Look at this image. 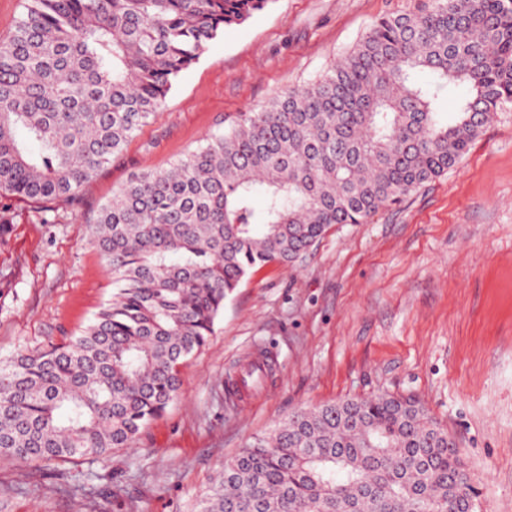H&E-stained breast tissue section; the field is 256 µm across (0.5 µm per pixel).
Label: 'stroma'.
<instances>
[{"instance_id": "stroma-1", "label": "stroma", "mask_w": 512, "mask_h": 512, "mask_svg": "<svg viewBox=\"0 0 512 512\" xmlns=\"http://www.w3.org/2000/svg\"><path fill=\"white\" fill-rule=\"evenodd\" d=\"M426 2L272 0L182 73L78 211L0 193V358L62 342L109 299L92 226L132 175L168 167L226 118L314 81L377 19ZM259 354L270 377L232 394ZM181 376L179 399L110 460L0 459V512H190L225 460L289 414L382 392L417 398L456 438L479 512H512V104L448 175L331 227L291 265L253 269Z\"/></svg>"}]
</instances>
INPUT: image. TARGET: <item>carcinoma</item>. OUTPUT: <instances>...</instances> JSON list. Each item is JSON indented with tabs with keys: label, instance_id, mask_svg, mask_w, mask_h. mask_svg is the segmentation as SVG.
<instances>
[{
	"label": "carcinoma",
	"instance_id": "carcinoma-1",
	"mask_svg": "<svg viewBox=\"0 0 512 512\" xmlns=\"http://www.w3.org/2000/svg\"><path fill=\"white\" fill-rule=\"evenodd\" d=\"M272 0H26L0 39V191L44 211L159 112L224 27ZM466 95L456 115L437 102ZM512 103V0H431L375 21L170 167L133 175L92 242L112 296L68 341L0 359V458L107 460L179 397L251 269L288 265L459 164ZM264 200L256 219L255 198ZM458 443L420 402L381 394L299 410L224 462L191 512H477Z\"/></svg>",
	"mask_w": 512,
	"mask_h": 512
}]
</instances>
